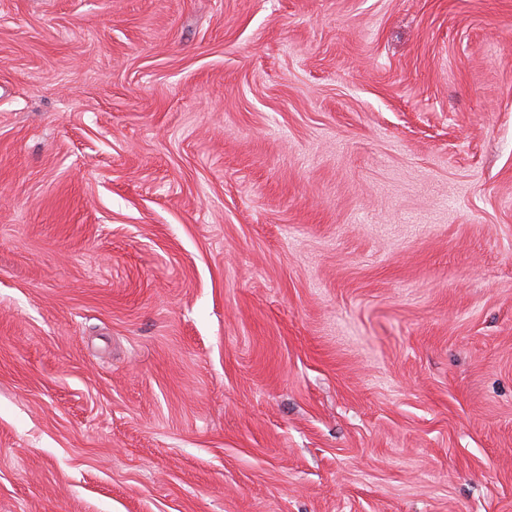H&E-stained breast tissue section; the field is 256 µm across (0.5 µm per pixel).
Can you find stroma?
<instances>
[{"label":"stroma","instance_id":"35a3bbf8","mask_svg":"<svg viewBox=\"0 0 512 512\" xmlns=\"http://www.w3.org/2000/svg\"><path fill=\"white\" fill-rule=\"evenodd\" d=\"M0 512H512V0H0Z\"/></svg>","mask_w":512,"mask_h":512}]
</instances>
